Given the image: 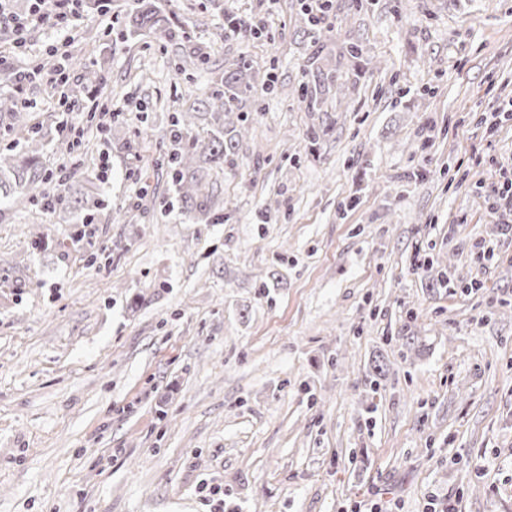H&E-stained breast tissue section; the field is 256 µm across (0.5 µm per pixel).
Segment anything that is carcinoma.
<instances>
[{"label": "carcinoma", "instance_id": "cac0c4a2", "mask_svg": "<svg viewBox=\"0 0 512 512\" xmlns=\"http://www.w3.org/2000/svg\"><path fill=\"white\" fill-rule=\"evenodd\" d=\"M137 6L130 17L131 32L152 31L165 43L187 44L175 63L176 72L188 67L202 68L208 63L209 54L189 43L183 28L173 25L158 15L149 0H135ZM70 65L85 69L86 77L97 83L104 82V74L94 69V63L81 55H74ZM309 80L302 88V103L309 112L323 111L324 97L336 81V74L320 66V50H315L309 59ZM270 85H255V75L247 57L235 60L224 71L220 86L208 95L194 100L192 106L172 117L170 122L165 158L173 187L185 203L186 209L194 211L204 219L212 212L213 201L208 191L211 173L234 163L235 137H224V123L242 121L232 119L242 102L255 99L269 92ZM13 120L20 131L27 133L22 148L0 157V199L11 198L16 202L31 204L42 197L46 189L47 176L40 162L41 137L29 127L28 115L16 99L0 95V114ZM209 117L210 136L201 139L194 133L197 115ZM47 209L89 210L88 201L77 199L66 190H59L56 198L47 204Z\"/></svg>", "mask_w": 512, "mask_h": 512}]
</instances>
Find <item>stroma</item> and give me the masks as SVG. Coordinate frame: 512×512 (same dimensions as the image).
I'll return each mask as SVG.
<instances>
[{
	"instance_id": "35a3bbf8",
	"label": "stroma",
	"mask_w": 512,
	"mask_h": 512,
	"mask_svg": "<svg viewBox=\"0 0 512 512\" xmlns=\"http://www.w3.org/2000/svg\"><path fill=\"white\" fill-rule=\"evenodd\" d=\"M130 3L0 58L49 69L67 40L106 75L71 70L65 107L27 91L45 172L79 171L95 205L0 217V512H512V231L488 198L512 120L487 122L512 99V0H333L336 124L314 148L301 0H154L211 48L181 74L124 30ZM257 15L270 37L226 29ZM243 52L274 90L244 104L209 183L221 220L198 224L162 145Z\"/></svg>"
}]
</instances>
